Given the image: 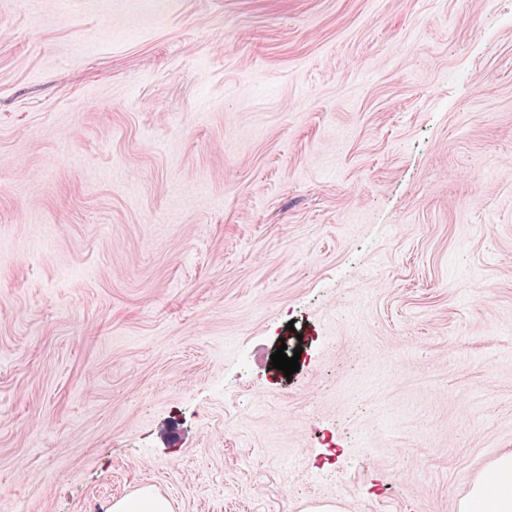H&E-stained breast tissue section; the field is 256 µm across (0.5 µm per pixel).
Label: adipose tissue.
<instances>
[{"mask_svg": "<svg viewBox=\"0 0 512 512\" xmlns=\"http://www.w3.org/2000/svg\"><path fill=\"white\" fill-rule=\"evenodd\" d=\"M458 512H512V451L494 460L460 499Z\"/></svg>", "mask_w": 512, "mask_h": 512, "instance_id": "1", "label": "adipose tissue"}]
</instances>
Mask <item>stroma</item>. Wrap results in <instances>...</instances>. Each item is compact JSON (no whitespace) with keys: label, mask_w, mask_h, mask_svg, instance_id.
<instances>
[{"label":"stroma","mask_w":512,"mask_h":512,"mask_svg":"<svg viewBox=\"0 0 512 512\" xmlns=\"http://www.w3.org/2000/svg\"><path fill=\"white\" fill-rule=\"evenodd\" d=\"M505 451L512 0H0V512H457ZM109 512H172L167 498L150 488L115 500Z\"/></svg>","instance_id":"stroma-1"}]
</instances>
